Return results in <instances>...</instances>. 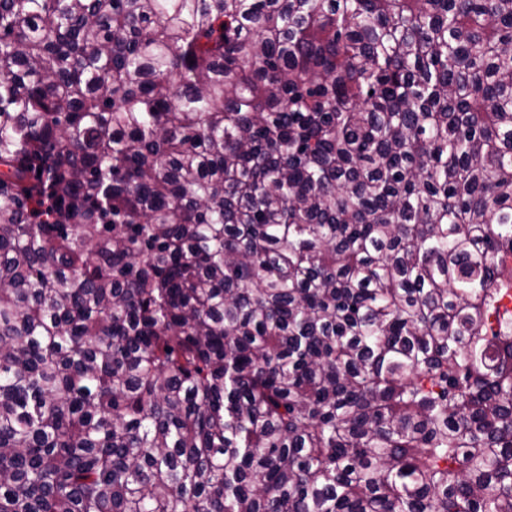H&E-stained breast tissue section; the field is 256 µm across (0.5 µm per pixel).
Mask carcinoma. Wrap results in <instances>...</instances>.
I'll return each mask as SVG.
<instances>
[{"label":"carcinoma","instance_id":"1","mask_svg":"<svg viewBox=\"0 0 512 512\" xmlns=\"http://www.w3.org/2000/svg\"><path fill=\"white\" fill-rule=\"evenodd\" d=\"M512 0H0V512H512Z\"/></svg>","mask_w":512,"mask_h":512}]
</instances>
